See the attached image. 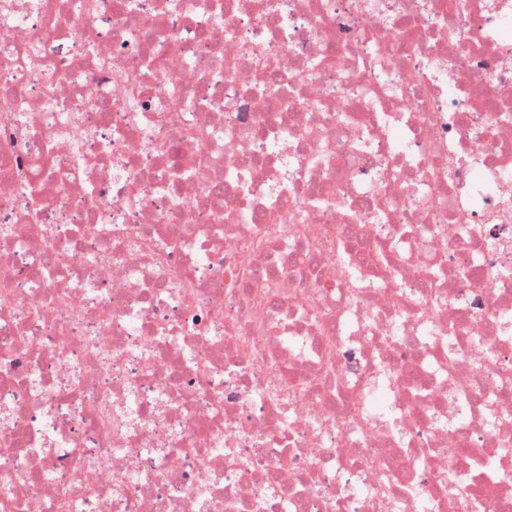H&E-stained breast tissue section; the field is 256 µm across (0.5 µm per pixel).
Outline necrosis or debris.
<instances>
[{
    "instance_id": "4bbe7bcc",
    "label": "necrosis or debris",
    "mask_w": 512,
    "mask_h": 512,
    "mask_svg": "<svg viewBox=\"0 0 512 512\" xmlns=\"http://www.w3.org/2000/svg\"><path fill=\"white\" fill-rule=\"evenodd\" d=\"M503 110L512 0H0V512H512Z\"/></svg>"
}]
</instances>
